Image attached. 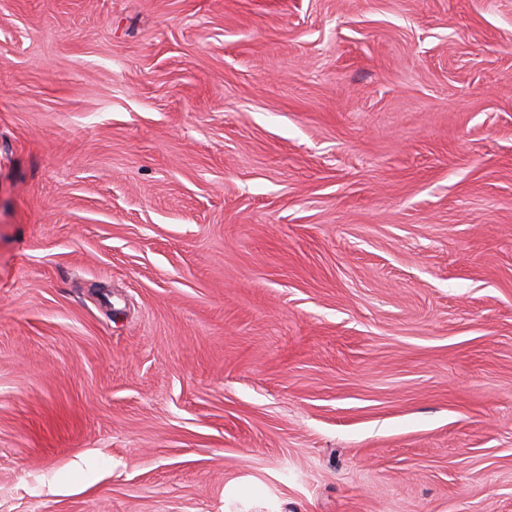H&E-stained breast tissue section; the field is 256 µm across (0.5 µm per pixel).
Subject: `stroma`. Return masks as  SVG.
I'll list each match as a JSON object with an SVG mask.
<instances>
[{
  "instance_id": "1",
  "label": "stroma",
  "mask_w": 512,
  "mask_h": 512,
  "mask_svg": "<svg viewBox=\"0 0 512 512\" xmlns=\"http://www.w3.org/2000/svg\"><path fill=\"white\" fill-rule=\"evenodd\" d=\"M0 512H512V0H0Z\"/></svg>"
}]
</instances>
